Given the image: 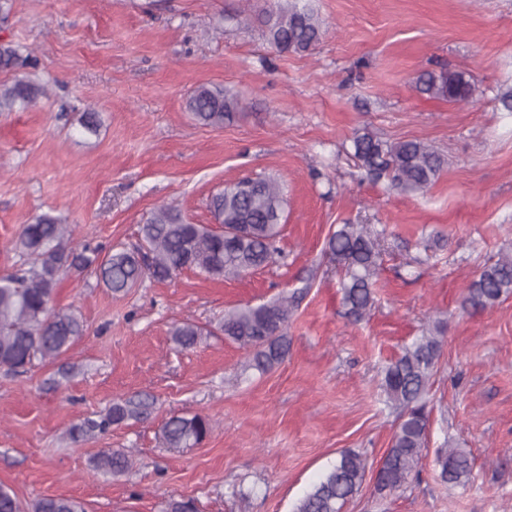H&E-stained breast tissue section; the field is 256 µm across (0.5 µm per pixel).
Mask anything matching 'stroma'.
Here are the masks:
<instances>
[{
    "instance_id": "stroma-1",
    "label": "stroma",
    "mask_w": 512,
    "mask_h": 512,
    "mask_svg": "<svg viewBox=\"0 0 512 512\" xmlns=\"http://www.w3.org/2000/svg\"><path fill=\"white\" fill-rule=\"evenodd\" d=\"M274 0H10L0 43L32 54L47 94L0 112V276L22 259L23 224L50 213L102 251L133 248L151 210L170 203L209 224L225 183L274 175L288 205L279 263L235 281L184 270L112 293L94 270L69 273L58 304L86 332L55 362L0 369V484L25 512L66 496L87 512H291L346 449L375 472L396 415L383 370L434 323L444 327L426 397L428 447L405 489L372 482L342 512H512V294L478 315L468 284L512 252V0H312L323 35L312 52L280 53L258 20ZM463 73L473 97L454 103L414 89L426 71ZM240 104L223 128L186 108L198 86ZM99 115L86 132L83 112ZM420 139L446 159L426 194L366 179L356 132ZM385 229L376 303L352 322L341 270L325 252L340 224ZM301 294L286 358L267 373L220 329L227 308ZM204 335L178 347L175 325ZM152 402L148 417L73 442L69 429L114 401ZM208 416L198 445L166 448L171 415ZM468 451L469 484L440 482L447 441ZM131 455L122 476L96 469ZM132 466L127 454L120 451L103 452L96 458V468L112 475L120 476Z\"/></svg>"
}]
</instances>
